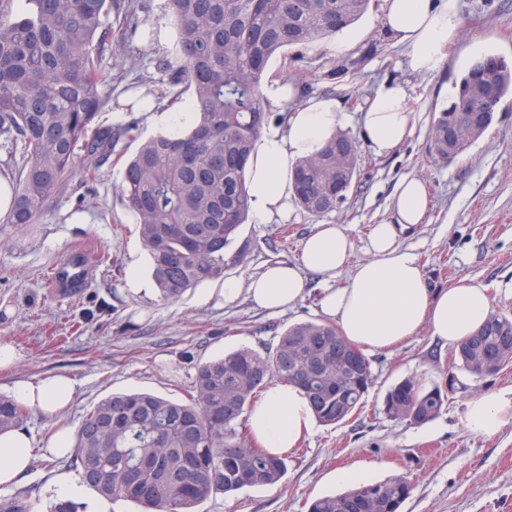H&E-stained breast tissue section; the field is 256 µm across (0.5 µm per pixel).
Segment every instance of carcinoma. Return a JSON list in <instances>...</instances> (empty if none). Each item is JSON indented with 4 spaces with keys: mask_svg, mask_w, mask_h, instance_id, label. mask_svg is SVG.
<instances>
[{
    "mask_svg": "<svg viewBox=\"0 0 512 512\" xmlns=\"http://www.w3.org/2000/svg\"><path fill=\"white\" fill-rule=\"evenodd\" d=\"M0 0V137L13 177L5 224H34L66 183L95 177L100 160L121 139L137 144L124 166L121 199L148 249L164 301L224 275L225 249L250 216L246 162L268 122L263 87L269 61L288 59L340 33L372 0H168L176 39L164 71L188 94L189 125L176 136L142 139L133 125L115 133L95 125L106 102L100 71L113 50L110 16L117 0ZM512 95V67L494 54L455 80L449 104L433 110L429 154L450 161L492 124ZM360 174L356 142L329 136L314 155L296 161V204L312 216L336 209V189ZM83 256L60 271L70 290L83 286ZM501 348L512 367V317L491 312L458 348L460 369L478 378L475 347ZM277 379L301 389L315 419L335 426L360 407L374 383L370 359L335 325H293L274 350L242 348L198 366L184 400L145 392L113 393L78 429L69 465L112 501L143 512H196L213 495L268 487L284 477L288 455L275 456L249 438L252 405ZM440 385L407 378L383 398L388 417L422 425L441 412ZM28 410L0 394V434L21 428ZM413 487L399 477L359 483L315 499L308 512H400ZM0 512H32L24 492L0 495Z\"/></svg>",
    "mask_w": 512,
    "mask_h": 512,
    "instance_id": "obj_1",
    "label": "carcinoma"
}]
</instances>
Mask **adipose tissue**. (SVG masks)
Returning a JSON list of instances; mask_svg holds the SVG:
<instances>
[{
  "label": "adipose tissue",
  "instance_id": "adipose-tissue-1",
  "mask_svg": "<svg viewBox=\"0 0 512 512\" xmlns=\"http://www.w3.org/2000/svg\"><path fill=\"white\" fill-rule=\"evenodd\" d=\"M381 25L387 37L407 47L412 71L435 74L458 34L460 0H383ZM349 122L350 114L340 102L312 98L289 113L286 127L266 126L247 166L254 223L266 224L287 213L296 161L316 153ZM359 123L364 143L375 154L398 147L414 127L405 86L392 78L383 80L368 98ZM426 210L423 182L405 178L394 190L392 218L375 225L369 236L367 260L350 264L352 241L345 227L320 224L304 242L302 266H270L245 287L226 281L224 298L229 301L244 292L258 307L279 311L305 296L307 273L332 275L346 268L347 283L325 289L320 307L347 340L364 350L385 351L426 326L441 341L460 344L485 321L491 297L485 285L470 279L447 288L428 287L417 259L400 245L403 234L423 223ZM73 395L74 384L66 376L28 381L18 388L19 398L44 415L65 408ZM511 420L512 399L485 392L469 401L465 426L473 434L490 435ZM313 424L304 393L275 383L253 407L247 427L262 447L281 455L296 448ZM32 446L24 431L0 435V486L28 468Z\"/></svg>",
  "mask_w": 512,
  "mask_h": 512
}]
</instances>
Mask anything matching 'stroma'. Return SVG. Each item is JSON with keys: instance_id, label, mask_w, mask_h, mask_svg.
<instances>
[{"instance_id": "35a3bbf8", "label": "stroma", "mask_w": 512, "mask_h": 512, "mask_svg": "<svg viewBox=\"0 0 512 512\" xmlns=\"http://www.w3.org/2000/svg\"><path fill=\"white\" fill-rule=\"evenodd\" d=\"M380 17V9L371 8L291 64L272 59L268 73L274 81L303 80L310 96L340 101L354 116L382 79H399L415 116L412 135L383 156L359 144L360 175L334 211L316 218L293 203L287 220L243 225L226 250L223 278L179 300L160 299L135 219L120 200L123 163L114 155L102 162L93 186L73 179L37 223H0V341L20 355L14 366L0 370V393L16 395L19 382L54 375L75 383L70 406L55 417L29 413L24 428L34 440L64 428L77 432L87 413L114 392L185 399L204 362L242 347H274L289 326L322 320L324 288L343 286L348 270L330 280L310 274L306 297L278 313L255 307L243 294L224 301V283H248L275 263L300 264L304 241L320 222L344 225L353 243L351 263L366 260L368 236L390 218L394 188L405 177L423 180L428 190L424 223L400 241L417 257L428 286L444 288L463 278L481 282L493 310L512 316V99L452 162L428 153L431 109L446 105L464 68L489 52L512 61V0H461L458 36L443 69L433 75L408 69L404 48L383 35ZM169 21L166 0H150L149 11L137 13L131 28L123 17H112L123 46L103 63L107 103L99 125L121 120L136 124L143 136L156 134L146 114L116 115L114 103L138 82L173 96L159 69L167 47L143 33L147 25ZM77 249L87 251L92 264L84 288L74 295L51 287L49 279ZM134 268L146 282L140 292L128 285ZM368 357L375 382L361 412L335 426L314 425L278 485L219 495L197 512H307L314 498L346 490L337 475L353 471L372 482L405 476L413 491L402 512H512V422L489 436L465 427L475 395L512 398V368L475 380L460 371L455 347L426 327L393 351ZM449 373L460 386L434 420L412 425L383 414L384 394L398 381L422 377L440 384ZM69 470L65 459L35 455L27 475L0 486V495L31 490L33 512H48L60 497L56 475Z\"/></svg>"}]
</instances>
